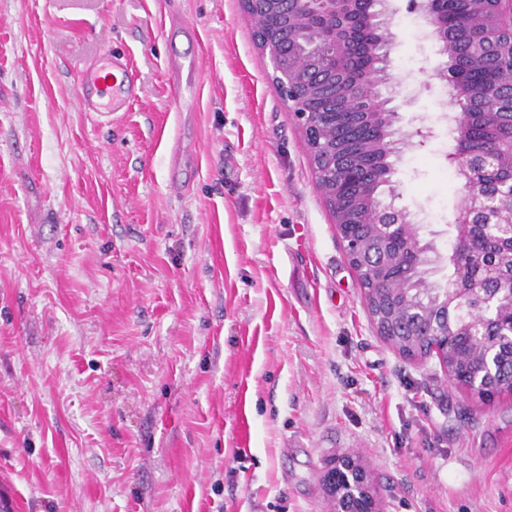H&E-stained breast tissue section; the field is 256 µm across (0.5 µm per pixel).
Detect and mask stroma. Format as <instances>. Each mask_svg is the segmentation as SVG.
Masks as SVG:
<instances>
[{
	"label": "stroma",
	"mask_w": 512,
	"mask_h": 512,
	"mask_svg": "<svg viewBox=\"0 0 512 512\" xmlns=\"http://www.w3.org/2000/svg\"><path fill=\"white\" fill-rule=\"evenodd\" d=\"M407 3L388 95L433 136L390 203L444 257L464 192ZM104 55L137 85L109 119L77 100ZM269 72L239 0H0V512H327L337 450L381 512H512V395L378 335Z\"/></svg>",
	"instance_id": "1"
}]
</instances>
